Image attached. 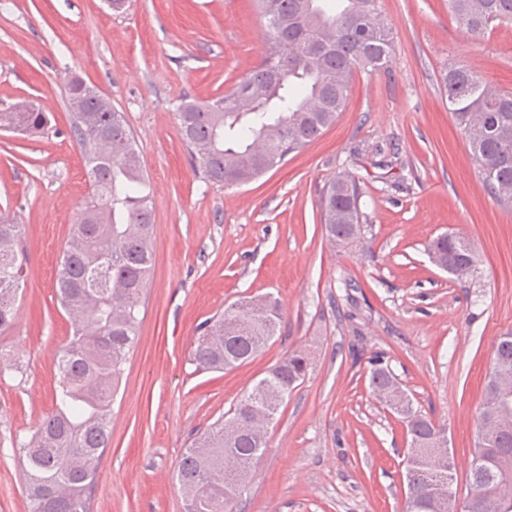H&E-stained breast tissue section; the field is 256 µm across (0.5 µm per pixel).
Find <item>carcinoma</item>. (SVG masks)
<instances>
[{
    "instance_id": "obj_1",
    "label": "carcinoma",
    "mask_w": 512,
    "mask_h": 512,
    "mask_svg": "<svg viewBox=\"0 0 512 512\" xmlns=\"http://www.w3.org/2000/svg\"><path fill=\"white\" fill-rule=\"evenodd\" d=\"M266 18L268 48L262 63L235 88L212 102L185 100L177 118L182 143L204 179L224 184L251 181L288 154L318 138L345 108L354 69L381 70L392 53L391 28L377 0H273ZM458 25L473 36L512 24V0H448ZM448 109L464 131L483 187L512 207V93L490 88L473 70L451 67L444 76ZM93 88L70 82L66 97L72 130L94 190L72 225L58 262L53 288L62 309L75 315L72 336L57 355L53 407L33 437L20 444L27 476L29 512H92L97 469L111 436L112 403L139 334L143 291L152 266L154 231L149 183L123 113L109 101H93ZM38 112H1L0 127L40 132ZM362 192L348 174L336 176L321 200L322 223L331 242L361 236ZM427 251L446 262L457 278L471 273L476 252L464 236L444 234ZM26 259L25 227L0 222V335L14 326ZM282 309L268 295L262 305L246 298L198 325L190 361L198 372L236 369L253 360L279 334ZM310 361L294 351L268 369L238 402L189 448L177 479L185 512H230L268 444L255 423L276 421ZM512 375V339L499 336L477 416L487 424L496 401L512 419V382L504 387L497 369ZM369 388L376 399L400 394L408 403L399 416L407 448L424 445L435 423L414 407L391 369L371 362ZM403 512H439L448 482L439 458L408 463ZM474 503L496 494L512 496V424L475 447L468 470Z\"/></svg>"
}]
</instances>
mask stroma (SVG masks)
<instances>
[{"mask_svg":"<svg viewBox=\"0 0 512 512\" xmlns=\"http://www.w3.org/2000/svg\"><path fill=\"white\" fill-rule=\"evenodd\" d=\"M392 27L386 69L355 70L345 109L314 142L237 185L209 182L185 151L183 98L224 95L263 60L268 30L253 0H0V112L33 101L29 135L0 129V220L24 225L16 325L0 349V512H28L18 444L51 410L72 320L53 281L89 195L65 89L79 77L122 112L148 176L154 262L139 339L112 406V440L93 512H185L175 475L185 448L289 353L311 360L272 424L237 512H401L406 434L374 398L381 359L414 405L446 425L454 487L468 495L476 417L493 344L512 329V209L482 186L442 75L474 69L512 91V25L475 38L448 0H378ZM362 190L361 236L331 244L320 200L336 175ZM459 232L478 263L466 279L425 248ZM273 295L281 336L227 372H195L196 328L245 296Z\"/></svg>","mask_w":512,"mask_h":512,"instance_id":"stroma-1","label":"stroma"}]
</instances>
